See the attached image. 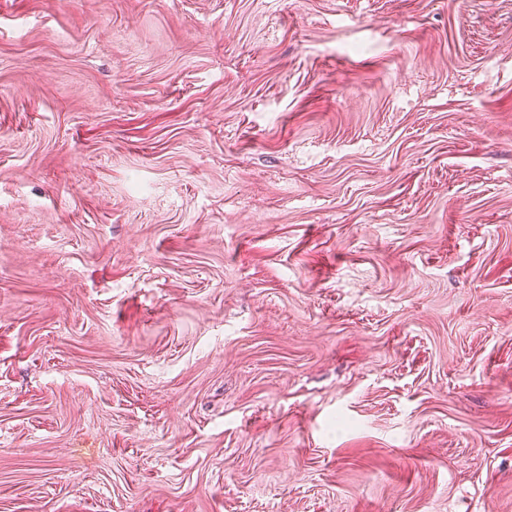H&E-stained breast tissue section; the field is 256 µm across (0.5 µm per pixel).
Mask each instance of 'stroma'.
<instances>
[{
    "label": "stroma",
    "mask_w": 512,
    "mask_h": 512,
    "mask_svg": "<svg viewBox=\"0 0 512 512\" xmlns=\"http://www.w3.org/2000/svg\"><path fill=\"white\" fill-rule=\"evenodd\" d=\"M0 512H512V0H0Z\"/></svg>",
    "instance_id": "1"
}]
</instances>
